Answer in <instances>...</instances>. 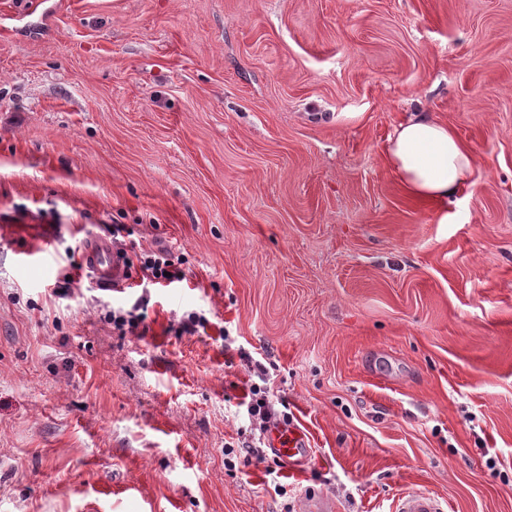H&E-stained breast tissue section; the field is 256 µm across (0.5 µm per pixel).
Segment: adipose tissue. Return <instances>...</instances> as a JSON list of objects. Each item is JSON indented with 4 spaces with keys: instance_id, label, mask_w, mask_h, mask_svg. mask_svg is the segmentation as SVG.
<instances>
[{
    "instance_id": "obj_1",
    "label": "adipose tissue",
    "mask_w": 512,
    "mask_h": 512,
    "mask_svg": "<svg viewBox=\"0 0 512 512\" xmlns=\"http://www.w3.org/2000/svg\"><path fill=\"white\" fill-rule=\"evenodd\" d=\"M384 159L410 196L442 209L475 184L471 149L452 127L427 112L406 115L389 137Z\"/></svg>"
}]
</instances>
